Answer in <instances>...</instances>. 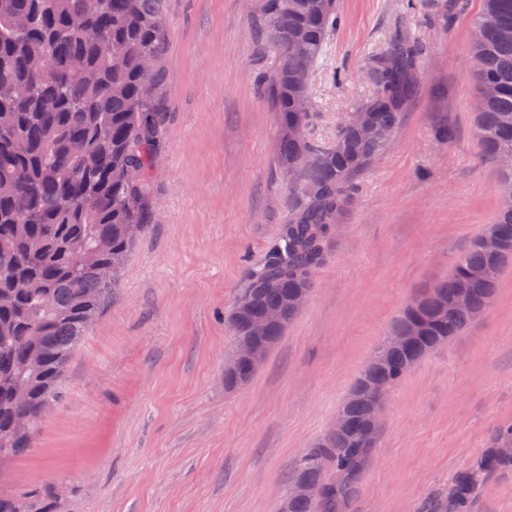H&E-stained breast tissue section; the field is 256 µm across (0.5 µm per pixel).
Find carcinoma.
<instances>
[{
  "mask_svg": "<svg viewBox=\"0 0 512 512\" xmlns=\"http://www.w3.org/2000/svg\"><path fill=\"white\" fill-rule=\"evenodd\" d=\"M167 0H0V476L3 466L35 447L43 415L59 397L67 365L100 315L139 234L155 209L150 174L161 156L159 95L169 29ZM274 59L259 85L279 128L277 156L288 174L307 171L304 202L281 225L263 261L253 268L235 307L260 317L300 289L313 290L327 262V228L357 192L354 176L366 168L403 120L416 91L423 47L393 38L371 68L375 90L361 109L385 138L361 139L350 124L328 146L306 135L311 121L308 82L336 27V0H271L260 12ZM490 22L471 41L477 84L476 127L484 156L512 155V0H482L473 26ZM486 232L505 247L474 239L447 279L415 298L393 332L414 337L405 350H384L382 368L368 367L342 405L348 427L328 435L300 460L291 484L307 482L316 495L288 498V512H346L378 436L368 430L372 408L421 360L488 309L503 268L512 263V201H499ZM95 254L112 267L102 279L81 257ZM469 294V307L453 298ZM298 313L286 311L258 343L272 350ZM28 389L17 401L13 384ZM512 466V426L472 469L461 472L452 505L468 512L482 477ZM55 484L35 492L0 487V512H56Z\"/></svg>",
  "mask_w": 512,
  "mask_h": 512,
  "instance_id": "carcinoma-1",
  "label": "carcinoma"
}]
</instances>
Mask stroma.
<instances>
[{
    "mask_svg": "<svg viewBox=\"0 0 512 512\" xmlns=\"http://www.w3.org/2000/svg\"><path fill=\"white\" fill-rule=\"evenodd\" d=\"M336 8L310 80L315 143L334 142L372 94L371 64L393 36L423 51L416 93L358 175L302 313L249 384L225 386L230 314L306 175L277 161L257 0H169L158 206L10 488L62 485L59 512H282L299 460L405 304L491 223L497 166L477 136L470 58L481 0ZM442 124L453 142L436 138ZM382 418L350 512H432L512 426L511 265L485 317L420 360ZM470 512H512V469L484 478Z\"/></svg>",
    "mask_w": 512,
    "mask_h": 512,
    "instance_id": "obj_1",
    "label": "stroma"
}]
</instances>
